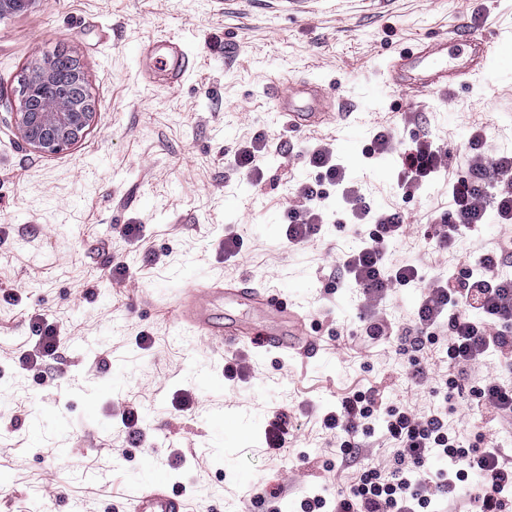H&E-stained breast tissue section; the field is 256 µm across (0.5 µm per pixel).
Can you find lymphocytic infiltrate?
I'll return each instance as SVG.
<instances>
[{"instance_id": "f902f5d3", "label": "lymphocytic infiltrate", "mask_w": 512, "mask_h": 512, "mask_svg": "<svg viewBox=\"0 0 512 512\" xmlns=\"http://www.w3.org/2000/svg\"><path fill=\"white\" fill-rule=\"evenodd\" d=\"M317 168L314 181L298 183L294 192L304 204L290 210L285 230L289 248L313 242L328 222L324 206L331 193L344 203L342 221L362 237L357 248L336 256L343 282L357 288L365 300L379 302L399 288L420 287L414 332L405 336L402 352L424 349L439 330L448 333L447 355L454 362L480 364L490 352L512 353V278L501 277L498 267L507 257L503 248H484L480 266L449 270L447 277L424 283L422 263L391 260L390 247L406 237L408 217L403 210H372L356 177L338 163L328 145L308 152ZM446 150L430 138L416 141L405 155L398 187L416 194L436 175H445L453 223H441L433 235L434 249L450 250L458 237L477 236L495 210L499 223L512 224V154L497 152L482 127L469 139L466 168L455 171ZM476 416L494 412L512 417V387L487 380L473 391ZM383 423V438L393 451L392 466L367 465L332 498L314 496L301 503L302 512H426L433 498H450L457 483L475 479L478 495L474 512H512V460L495 443L463 446L448 423V411L435 406L423 413L405 404L381 407L373 391L358 390L343 397L339 407L321 420L334 433L341 454H350L358 433L370 432L373 420ZM449 469L430 471L434 460Z\"/></svg>"}]
</instances>
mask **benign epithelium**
Instances as JSON below:
<instances>
[{
    "instance_id": "1",
    "label": "benign epithelium",
    "mask_w": 512,
    "mask_h": 512,
    "mask_svg": "<svg viewBox=\"0 0 512 512\" xmlns=\"http://www.w3.org/2000/svg\"><path fill=\"white\" fill-rule=\"evenodd\" d=\"M23 83L24 95L14 121L29 146L55 153L85 136L96 105L87 93L78 62H73L67 85L58 83L56 67L49 59L35 60Z\"/></svg>"
}]
</instances>
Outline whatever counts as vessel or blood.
Instances as JSON below:
<instances>
[{
	"label": "vessel or blood",
	"mask_w": 512,
	"mask_h": 512,
	"mask_svg": "<svg viewBox=\"0 0 512 512\" xmlns=\"http://www.w3.org/2000/svg\"><path fill=\"white\" fill-rule=\"evenodd\" d=\"M467 47L465 56L448 52V41L433 38L393 55L387 74L390 86L409 92L437 93L468 80H477L488 69L490 56L485 38L470 30L460 33ZM279 116L288 130L297 132L335 122L333 98L320 84L289 81L287 90L273 89ZM224 295L237 305L261 310L270 320L263 333L262 345L269 350L298 352L311 358L319 345L307 329V319L292 301L280 292L254 285L249 276L225 284L223 289L188 288L174 309V323L198 336L219 338L225 350L234 349L241 336L249 334L248 324L229 320L221 323L212 314L217 295ZM124 512H189L183 495L169 487L163 469H155L144 483L130 490Z\"/></svg>",
	"instance_id": "vessel-or-blood-1"
}]
</instances>
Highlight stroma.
I'll list each match as a JSON object with an SVG mask.
<instances>
[{
    "label": "stroma",
    "instance_id": "35a3bbf8",
    "mask_svg": "<svg viewBox=\"0 0 512 512\" xmlns=\"http://www.w3.org/2000/svg\"><path fill=\"white\" fill-rule=\"evenodd\" d=\"M473 30L512 28V0H35L0 17V512H41L46 490L57 512L123 508L131 485L149 466H163L170 488L231 512L240 496L278 488L286 512L304 496L331 495L364 462L390 452L380 433L362 440L359 458L343 462L330 449L320 418L350 392L372 388L385 404L423 408L447 397L448 420L464 442L476 434L512 449V425L475 420L469 394L483 379L512 384V358L494 353L480 364H448L447 336L427 352L430 378L411 384L399 336L376 342L363 334L378 317L411 326L419 289L376 305L336 285L330 256L358 244L351 228L328 224L303 249L284 242L296 182L312 178L306 160L315 142L329 144L360 175L373 208L402 204L410 219L446 206L440 181L402 200L397 177L419 130L465 155L473 124H483L500 151L512 153V43L491 38L490 69L454 85L446 97L420 96L409 121V94L386 80L389 57L430 36L456 39ZM165 43L185 56L179 81L158 69L149 46ZM66 50L85 74L96 102L87 135L55 154L33 150L14 114L19 82L33 62ZM308 78L334 88L358 126L291 132L268 95L270 81ZM392 152L366 159L378 130ZM268 147L262 179L228 160L257 137ZM117 224L142 227L124 241ZM248 251L225 261L228 231ZM128 276L112 277L114 263ZM251 276L292 297L317 338L316 358L261 351L243 341L235 355L240 380L224 377L225 358L205 339L179 330L173 308L180 288ZM59 322L66 339L56 377L37 383L14 358L33 348L29 320ZM153 336L137 345L140 331ZM457 375L447 392L442 378ZM189 403L178 412L179 403ZM137 406L145 445L134 448L118 422ZM287 415L295 430L288 451L267 448L265 429Z\"/></svg>",
    "mask_w": 512,
    "mask_h": 512
}]
</instances>
